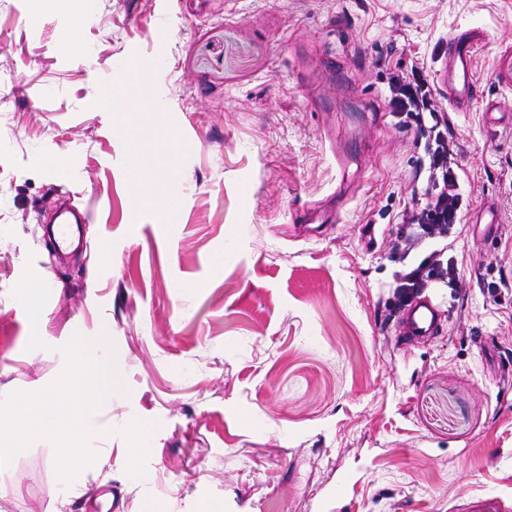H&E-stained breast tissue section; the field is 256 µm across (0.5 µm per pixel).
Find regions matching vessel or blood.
<instances>
[{
	"instance_id": "b4317fda",
	"label": "vessel or blood",
	"mask_w": 512,
	"mask_h": 512,
	"mask_svg": "<svg viewBox=\"0 0 512 512\" xmlns=\"http://www.w3.org/2000/svg\"><path fill=\"white\" fill-rule=\"evenodd\" d=\"M484 35L477 29H469L449 37L444 46L448 58V70L444 82L448 87V99L454 110L463 111L479 101L482 91L474 79L471 59L482 43ZM88 214L64 208L56 217L57 243L66 245L70 227L74 224L89 223ZM441 311L427 296H416L404 306L398 315V324L404 336L412 340L434 336L439 327Z\"/></svg>"
}]
</instances>
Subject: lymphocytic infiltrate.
Wrapping results in <instances>:
<instances>
[{"instance_id":"obj_1","label":"lymphocytic infiltrate","mask_w":512,"mask_h":512,"mask_svg":"<svg viewBox=\"0 0 512 512\" xmlns=\"http://www.w3.org/2000/svg\"><path fill=\"white\" fill-rule=\"evenodd\" d=\"M388 107L393 116L413 127L423 154L417 161L414 180L418 185L412 204L405 208L401 222L416 240L447 238L462 219L463 195L454 171V133L448 115L433 92L424 64L392 72L388 82ZM458 269L454 259L434 261L423 258L407 272L395 275L396 307H403L430 283L456 287Z\"/></svg>"}]
</instances>
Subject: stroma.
Masks as SVG:
<instances>
[{
  "instance_id": "obj_1",
  "label": "stroma",
  "mask_w": 512,
  "mask_h": 512,
  "mask_svg": "<svg viewBox=\"0 0 512 512\" xmlns=\"http://www.w3.org/2000/svg\"><path fill=\"white\" fill-rule=\"evenodd\" d=\"M476 28L483 98L449 112L460 147V293L405 340L387 305L399 213L417 151L387 108L397 64L424 62L440 100L443 46ZM147 68L152 110L175 134L151 183L178 220L135 210L132 95L112 77ZM111 86L112 107L92 102ZM64 158L65 176L43 160ZM88 212L59 261L42 220ZM493 206L498 231L471 220ZM375 229L364 245V227ZM50 288L38 325L13 289ZM512 0H0V400L64 371L74 333L107 331L125 394L76 482L34 441L0 469V512H512ZM47 347L28 350L32 332ZM150 433L137 466L129 430Z\"/></svg>"
}]
</instances>
